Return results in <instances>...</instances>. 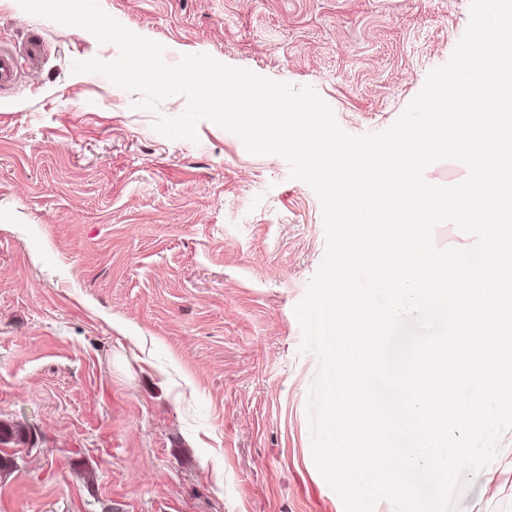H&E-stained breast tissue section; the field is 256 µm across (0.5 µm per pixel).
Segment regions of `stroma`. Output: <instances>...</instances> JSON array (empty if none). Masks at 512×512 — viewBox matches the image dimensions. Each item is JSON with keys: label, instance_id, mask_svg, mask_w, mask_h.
<instances>
[{"label": "stroma", "instance_id": "stroma-1", "mask_svg": "<svg viewBox=\"0 0 512 512\" xmlns=\"http://www.w3.org/2000/svg\"><path fill=\"white\" fill-rule=\"evenodd\" d=\"M167 63L206 53L311 86L352 135L391 126L445 65L470 0H99ZM40 35L0 93V512H344L317 470L294 308L325 254L320 201L280 156L73 65L116 45L0 0ZM458 512H512V429Z\"/></svg>", "mask_w": 512, "mask_h": 512}]
</instances>
